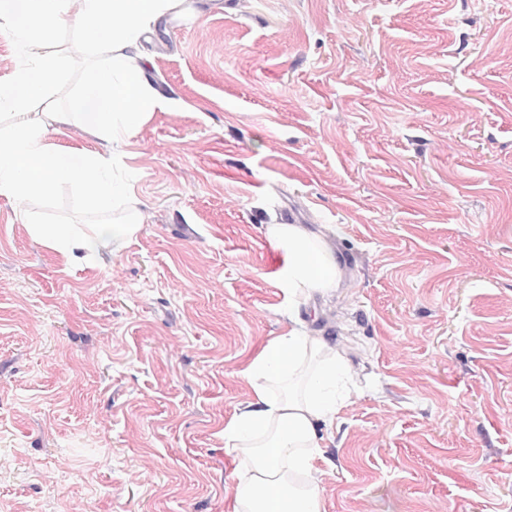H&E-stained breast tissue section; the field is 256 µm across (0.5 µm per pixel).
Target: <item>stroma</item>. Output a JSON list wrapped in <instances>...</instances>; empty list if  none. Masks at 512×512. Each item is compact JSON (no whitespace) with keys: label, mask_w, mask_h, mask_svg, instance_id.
Listing matches in <instances>:
<instances>
[{"label":"stroma","mask_w":512,"mask_h":512,"mask_svg":"<svg viewBox=\"0 0 512 512\" xmlns=\"http://www.w3.org/2000/svg\"><path fill=\"white\" fill-rule=\"evenodd\" d=\"M50 86L64 103L100 49ZM132 55L164 106L110 144L140 230L64 265L0 197V512H233L269 340L347 371L306 481L324 512H512V0H187ZM45 224L96 213L64 185ZM335 288L288 306L286 215Z\"/></svg>","instance_id":"obj_1"}]
</instances>
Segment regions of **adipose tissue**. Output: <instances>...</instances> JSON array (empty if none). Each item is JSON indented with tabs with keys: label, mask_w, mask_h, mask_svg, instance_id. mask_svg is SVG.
<instances>
[{
	"label": "adipose tissue",
	"mask_w": 512,
	"mask_h": 512,
	"mask_svg": "<svg viewBox=\"0 0 512 512\" xmlns=\"http://www.w3.org/2000/svg\"><path fill=\"white\" fill-rule=\"evenodd\" d=\"M179 0H0V36L8 37L24 60L0 79V110L17 118L0 130V196L10 200L31 235L66 262L102 264L104 251L119 252L139 231L137 221L92 224H43L27 208L36 196L62 183L83 191L93 208L112 210L126 197L125 185L112 175V162L85 149L63 148L48 141L62 126H77L107 140L133 133L137 124L163 103L129 54L142 25L172 11ZM73 22L84 47H106V68L91 70L70 108L47 102L53 77L65 56L49 51L62 24ZM43 107L41 117L28 113ZM271 244L283 252L276 282L288 304L336 283V252L296 224L268 228ZM325 345L296 332L265 346L247 367L256 408L224 428L227 452H247L252 475L239 485L234 512H323L317 487L296 484L293 474L308 472L309 451L318 447V429L331 425L338 406L336 387L344 368L325 358Z\"/></svg>",
	"instance_id": "ef3b65f1"
}]
</instances>
